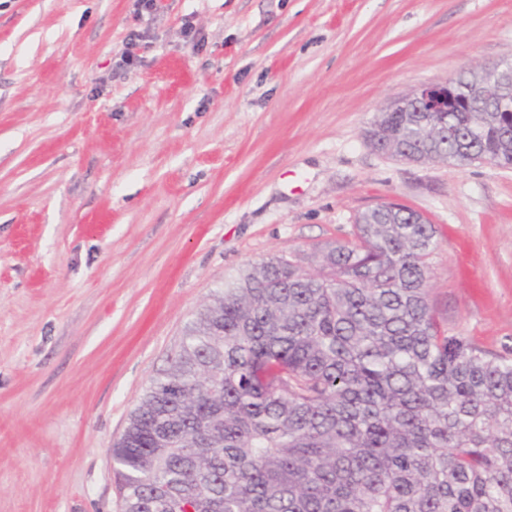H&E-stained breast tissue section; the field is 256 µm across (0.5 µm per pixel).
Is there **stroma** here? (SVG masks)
<instances>
[{
    "mask_svg": "<svg viewBox=\"0 0 512 512\" xmlns=\"http://www.w3.org/2000/svg\"><path fill=\"white\" fill-rule=\"evenodd\" d=\"M508 57L512 0H0V512H121L109 450L212 291L380 202L437 225L449 334L512 350V168L362 136Z\"/></svg>",
    "mask_w": 512,
    "mask_h": 512,
    "instance_id": "obj_1",
    "label": "stroma"
}]
</instances>
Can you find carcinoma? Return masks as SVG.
Listing matches in <instances>:
<instances>
[{"mask_svg": "<svg viewBox=\"0 0 512 512\" xmlns=\"http://www.w3.org/2000/svg\"><path fill=\"white\" fill-rule=\"evenodd\" d=\"M485 80L454 130L379 112L376 151L512 167ZM435 225L381 203L319 269L272 257L188 322L111 448L123 512H512V355L429 302Z\"/></svg>", "mask_w": 512, "mask_h": 512, "instance_id": "carcinoma-1", "label": "carcinoma"}]
</instances>
